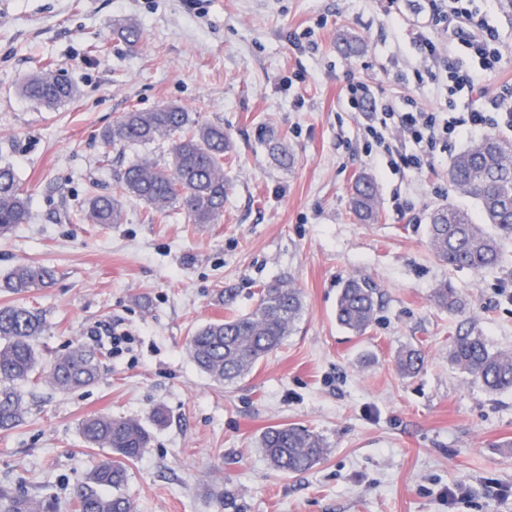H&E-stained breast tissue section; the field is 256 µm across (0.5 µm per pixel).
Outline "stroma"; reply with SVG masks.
I'll return each mask as SVG.
<instances>
[{"instance_id": "stroma-1", "label": "stroma", "mask_w": 512, "mask_h": 512, "mask_svg": "<svg viewBox=\"0 0 512 512\" xmlns=\"http://www.w3.org/2000/svg\"><path fill=\"white\" fill-rule=\"evenodd\" d=\"M476 4L500 37L501 61L485 78L493 93L512 83V0ZM427 18L426 0H0V163L16 169L31 205L29 223L0 237V276L20 264L55 269L26 298L47 319L44 360L101 324L136 338L120 357L97 345L104 372L90 387L23 385L29 411L0 431V487L57 497L70 512L103 455L80 424L109 413L153 430L150 448L126 464L134 512H512V391L486 392L448 360L462 326L512 354V242L481 273L439 261L426 232L432 211L453 204L482 216L448 184L469 138L449 140L433 171L392 168L370 155L367 115L346 98L359 81L373 105L475 107V95H449L423 61L412 33ZM125 19L142 32L133 51L112 28ZM341 33L359 42L357 54L338 51ZM46 63L77 89L52 110L20 93ZM163 104L224 124L221 221L150 222L128 199L122 223L79 221L123 163L102 131L122 112ZM363 172L379 195L370 224L349 205ZM352 277L378 299L361 335L335 315ZM275 279L302 294L295 331L244 378L214 382L191 361L189 337L247 313ZM444 281L464 314L433 304ZM407 346L424 354L412 377L395 364ZM279 424L320 434L326 455L304 473L275 471L260 438Z\"/></svg>"}]
</instances>
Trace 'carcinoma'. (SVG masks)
<instances>
[{
  "label": "carcinoma",
  "mask_w": 512,
  "mask_h": 512,
  "mask_svg": "<svg viewBox=\"0 0 512 512\" xmlns=\"http://www.w3.org/2000/svg\"><path fill=\"white\" fill-rule=\"evenodd\" d=\"M31 102L45 108L59 106L75 96L73 85L51 67L34 73L22 86ZM104 143L119 152L169 143L164 163L131 161L114 177L112 192L91 197L84 220L89 224H120L121 201L136 199L149 206L148 218L166 217L172 210L184 212L190 224H216L224 214V153L229 142L221 122H201L193 113L173 105L151 111L122 113L103 133ZM453 189L475 199L485 223H476L470 213L453 205L436 209L428 224L429 244L436 257L456 268L480 273L495 268L502 243L512 238V143L492 136L473 142L458 153L448 169ZM351 210L359 221L376 220L379 211L377 187L366 174L352 189ZM29 199L21 189L14 168L0 166V236L28 223ZM56 271L43 265H18L0 280V291L15 300L0 306V430L16 427L28 412L21 385L39 376L52 387L70 391L94 384L102 360L94 349L80 343L42 367L38 342L45 334L43 315L23 303L35 288H45ZM440 309L461 313L464 304L455 289L442 283L432 292ZM376 307L374 289L364 280H348L336 301V321L343 328L364 333ZM303 301L297 288L281 281L260 289L253 309L200 327L187 343L196 367L219 383L234 382L274 352L293 332L301 318ZM450 362L473 377L485 391L512 390V355L493 352L484 337L467 329L458 332L448 352ZM423 364L418 348L406 347L396 356L401 375L419 372ZM84 442L108 450V455L90 473L69 502L72 512H133L129 499L120 494L128 474L125 461L142 455L151 435L134 418L96 414L80 424ZM261 448L270 466L284 474L306 472L325 455L324 438L304 427L274 426L261 437ZM0 512H53L50 502L17 495L0 488Z\"/></svg>",
  "instance_id": "1"
}]
</instances>
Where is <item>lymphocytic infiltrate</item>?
Returning <instances> with one entry per match:
<instances>
[{
	"mask_svg": "<svg viewBox=\"0 0 512 512\" xmlns=\"http://www.w3.org/2000/svg\"><path fill=\"white\" fill-rule=\"evenodd\" d=\"M428 5L431 26L461 38L480 65L463 68L449 63L439 44L420 33L414 36L415 45L425 61L443 70L449 90L468 89L481 104L466 112L448 113L427 112L414 105L403 111L385 106L373 114L365 128L369 144L379 149L388 166L419 173L434 169L449 138L512 127V84L502 85L493 94L484 85V72L495 70L501 59L497 32L464 7L463 0H428Z\"/></svg>",
	"mask_w": 512,
	"mask_h": 512,
	"instance_id": "lymphocytic-infiltrate-1",
	"label": "lymphocytic infiltrate"
}]
</instances>
